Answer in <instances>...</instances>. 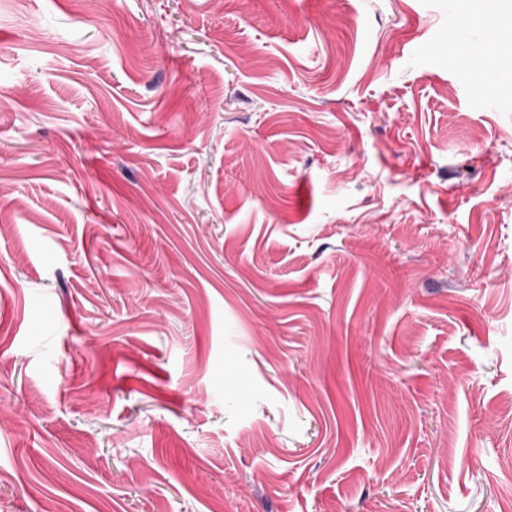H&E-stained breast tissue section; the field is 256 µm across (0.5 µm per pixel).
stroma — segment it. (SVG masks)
<instances>
[{"instance_id":"1","label":"stroma","mask_w":512,"mask_h":512,"mask_svg":"<svg viewBox=\"0 0 512 512\" xmlns=\"http://www.w3.org/2000/svg\"><path fill=\"white\" fill-rule=\"evenodd\" d=\"M479 14L0 0V512H512Z\"/></svg>"}]
</instances>
